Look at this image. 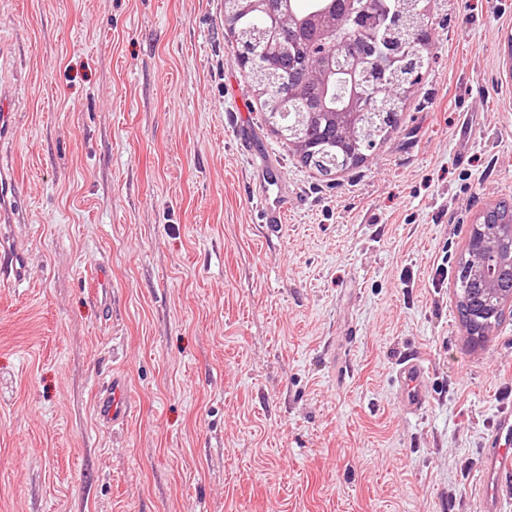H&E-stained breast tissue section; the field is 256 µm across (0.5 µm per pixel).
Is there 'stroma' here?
Returning <instances> with one entry per match:
<instances>
[{
  "label": "stroma",
  "instance_id": "35a3bbf8",
  "mask_svg": "<svg viewBox=\"0 0 512 512\" xmlns=\"http://www.w3.org/2000/svg\"><path fill=\"white\" fill-rule=\"evenodd\" d=\"M425 6L431 69L329 180L266 123L224 0H0L25 207L0 223L25 266L0 281V512H480L512 313L473 343L454 283L512 203V0ZM401 365L398 379L406 407L411 413H418L427 400L424 369L418 362L411 359L404 361ZM95 413L103 425L124 424L129 416V407L122 378L113 377L112 382L100 390L95 402Z\"/></svg>",
  "mask_w": 512,
  "mask_h": 512
}]
</instances>
